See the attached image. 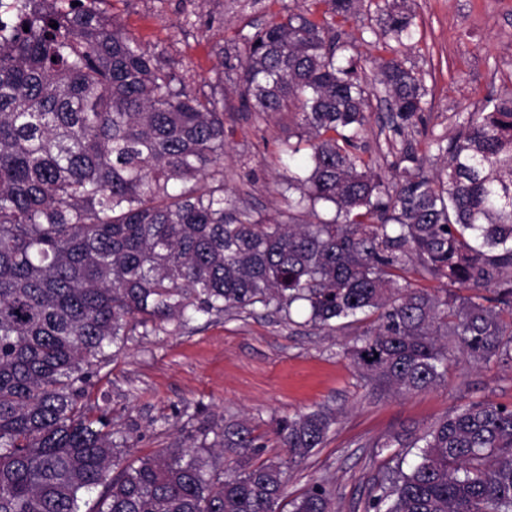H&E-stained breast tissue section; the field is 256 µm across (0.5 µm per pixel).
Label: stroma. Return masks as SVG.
<instances>
[{
  "instance_id": "1",
  "label": "stroma",
  "mask_w": 512,
  "mask_h": 512,
  "mask_svg": "<svg viewBox=\"0 0 512 512\" xmlns=\"http://www.w3.org/2000/svg\"><path fill=\"white\" fill-rule=\"evenodd\" d=\"M375 0H365L347 37H359L360 64L373 75L380 31ZM303 0H103L146 46L163 49L171 66L190 69L198 93L223 97L228 187L255 216L284 208L277 181L285 166L301 171L304 154L287 158L293 125L287 115L267 119L240 111L223 74L221 48H243L256 25ZM410 45L393 54L424 75V132L392 135L381 97L371 102L363 143L379 155L414 153L433 158L429 139L445 136L460 115L512 94V0H414ZM351 330L314 328L304 317L281 314H212L152 331L136 328L124 350L103 365L91 390L104 402L113 428L125 432L131 458L160 448L193 446L228 422H248L265 447L256 462L286 458L271 432L274 419L320 407L335 414L323 447L291 465L287 499L313 483L329 489L332 512H365L376 486L417 460L413 446L452 409L489 401L512 407V367L482 365L455 352L434 389L399 395L364 377L342 356ZM399 440V459L380 453Z\"/></svg>"
}]
</instances>
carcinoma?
Returning <instances> with one entry per match:
<instances>
[{"label":"carcinoma","instance_id":"carcinoma-1","mask_svg":"<svg viewBox=\"0 0 512 512\" xmlns=\"http://www.w3.org/2000/svg\"><path fill=\"white\" fill-rule=\"evenodd\" d=\"M307 2L225 60L240 110L291 114L309 149L307 175L284 179L286 208L263 220L226 188L224 100L194 91L164 51L83 0L0 31V512H281L285 462L251 463L264 444L243 423L127 462L90 389L139 326L295 305L316 328L371 318L342 354L398 393L440 385L451 348L512 363V97L432 141L445 174L405 153L387 176L363 145L370 99L381 87L392 130L415 127L422 77L380 57L370 81L340 60L352 43L336 30L363 0ZM375 7L383 37L411 39L410 0ZM411 263L444 295L404 277ZM333 422L316 409L272 433L293 464ZM420 441L367 512H512V408L461 405ZM291 507L330 512V492L316 482Z\"/></svg>","mask_w":512,"mask_h":512}]
</instances>
